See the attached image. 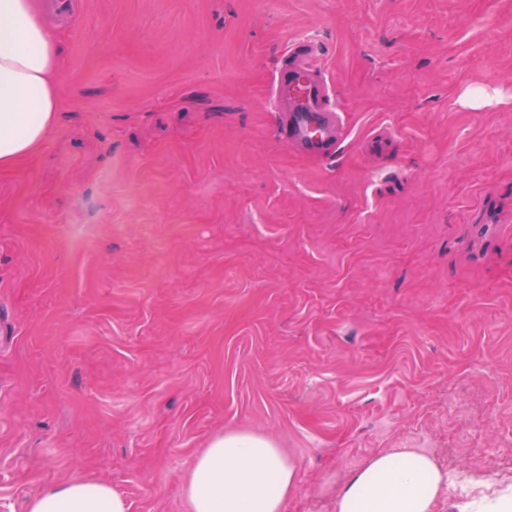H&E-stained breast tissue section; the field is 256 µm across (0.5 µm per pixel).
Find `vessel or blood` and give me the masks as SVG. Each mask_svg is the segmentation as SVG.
I'll return each instance as SVG.
<instances>
[{
    "mask_svg": "<svg viewBox=\"0 0 512 512\" xmlns=\"http://www.w3.org/2000/svg\"><path fill=\"white\" fill-rule=\"evenodd\" d=\"M272 95L283 113L288 141L304 155H330L345 125L332 104L333 88L315 45L293 41L284 48L273 74Z\"/></svg>",
    "mask_w": 512,
    "mask_h": 512,
    "instance_id": "1",
    "label": "vessel or blood"
}]
</instances>
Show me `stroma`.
I'll use <instances>...</instances> for the list:
<instances>
[{
  "instance_id": "stroma-1",
  "label": "stroma",
  "mask_w": 512,
  "mask_h": 512,
  "mask_svg": "<svg viewBox=\"0 0 512 512\" xmlns=\"http://www.w3.org/2000/svg\"><path fill=\"white\" fill-rule=\"evenodd\" d=\"M61 24L58 124L0 170V512L74 476L187 512L229 431L296 462L283 512L441 442L512 488V0H73ZM295 40L344 114L326 158L270 94Z\"/></svg>"
}]
</instances>
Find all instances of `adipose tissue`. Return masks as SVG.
I'll use <instances>...</instances> for the list:
<instances>
[{"label":"adipose tissue","mask_w":512,"mask_h":512,"mask_svg":"<svg viewBox=\"0 0 512 512\" xmlns=\"http://www.w3.org/2000/svg\"><path fill=\"white\" fill-rule=\"evenodd\" d=\"M64 61L63 36L35 0H0V168L34 154L55 126ZM296 477V463L271 439L228 432L194 458L184 493L190 512H283ZM443 482L430 456L384 451L347 479L336 512H432ZM27 512H130V504L107 482L74 477L43 487Z\"/></svg>","instance_id":"adipose-tissue-1"}]
</instances>
